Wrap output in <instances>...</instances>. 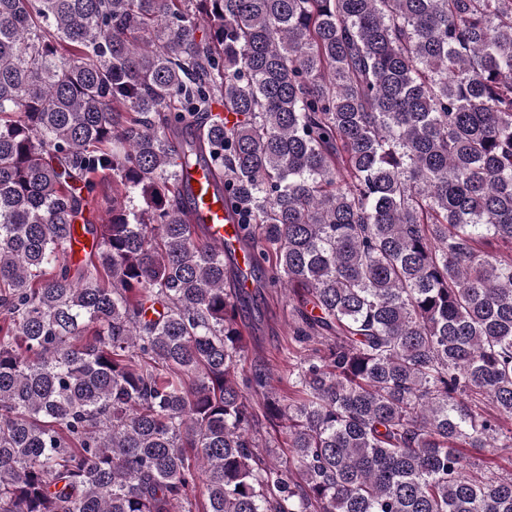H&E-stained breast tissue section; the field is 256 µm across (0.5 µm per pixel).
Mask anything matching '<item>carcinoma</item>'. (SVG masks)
<instances>
[{
    "label": "carcinoma",
    "mask_w": 512,
    "mask_h": 512,
    "mask_svg": "<svg viewBox=\"0 0 512 512\" xmlns=\"http://www.w3.org/2000/svg\"><path fill=\"white\" fill-rule=\"evenodd\" d=\"M196 162L322 345L279 378ZM506 420L512 0H0V512H512ZM180 183L188 192V208L193 224H201L206 239L220 247L224 256L236 261L245 275L243 288L254 284L249 274V257L241 249L238 215L224 200V193L213 185L208 167L195 163L180 172ZM259 438V442L263 446L260 450L268 460L282 464L291 456L285 430L280 433L271 432L270 434L262 430Z\"/></svg>",
    "instance_id": "cac0c4a2"
}]
</instances>
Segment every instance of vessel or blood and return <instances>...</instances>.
<instances>
[{
  "mask_svg": "<svg viewBox=\"0 0 512 512\" xmlns=\"http://www.w3.org/2000/svg\"><path fill=\"white\" fill-rule=\"evenodd\" d=\"M180 183L188 192L192 222L201 225L207 240L232 257L241 270H248L249 258L240 246L238 216L226 203L223 192L214 186L208 167L196 163L184 168Z\"/></svg>",
  "mask_w": 512,
  "mask_h": 512,
  "instance_id": "1",
  "label": "vessel or blood"
}]
</instances>
